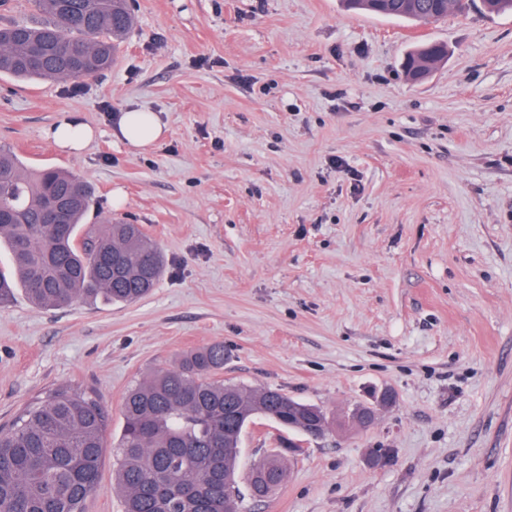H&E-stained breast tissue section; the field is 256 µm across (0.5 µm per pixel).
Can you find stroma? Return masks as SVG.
<instances>
[{"label": "stroma", "instance_id": "35a3bbf8", "mask_svg": "<svg viewBox=\"0 0 512 512\" xmlns=\"http://www.w3.org/2000/svg\"><path fill=\"white\" fill-rule=\"evenodd\" d=\"M94 80L0 74V145L87 181L102 219L165 256L127 305L0 304V425L47 387L127 390L223 342L225 380L283 390L335 423L313 440L243 433V512H512V14L481 0L409 25L341 0H130ZM448 56L422 82L411 45ZM142 108L166 138L117 136ZM94 128L80 154L44 132ZM385 390L393 405L378 402ZM360 404L374 421L349 420ZM286 479L252 494L266 452ZM446 50V54H445ZM448 54V49L444 44L441 43H427L420 45L413 49L406 57L408 65L405 66V70L408 75L416 80L418 75H421L427 70H431L437 62L444 58ZM429 60L431 65L424 68L423 62ZM118 128L124 143L140 151L153 147L167 133L155 112L137 108L122 112Z\"/></svg>", "mask_w": 512, "mask_h": 512}]
</instances>
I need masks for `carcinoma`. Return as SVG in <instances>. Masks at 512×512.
Listing matches in <instances>:
<instances>
[{
    "instance_id": "cac0c4a2",
    "label": "carcinoma",
    "mask_w": 512,
    "mask_h": 512,
    "mask_svg": "<svg viewBox=\"0 0 512 512\" xmlns=\"http://www.w3.org/2000/svg\"><path fill=\"white\" fill-rule=\"evenodd\" d=\"M29 22L0 26V73L21 80L94 77L112 67L117 42L133 25L128 0H33ZM391 16L435 22L458 13L460 0H386ZM447 47L427 43L407 55L411 78ZM67 203L60 234L42 220L44 204ZM94 205L88 184L57 168L28 171L0 148V222L11 270L0 269V301L19 287L36 307L63 309L81 300L131 304L146 297L164 257L139 224L106 222L81 230ZM224 343L180 355L128 391L112 449L122 512H241L230 493L242 429L258 417L288 425V394L220 377ZM110 412L95 391L50 388L0 428V512H86L103 464ZM288 458L254 464L251 487L265 496L285 480Z\"/></svg>"
}]
</instances>
